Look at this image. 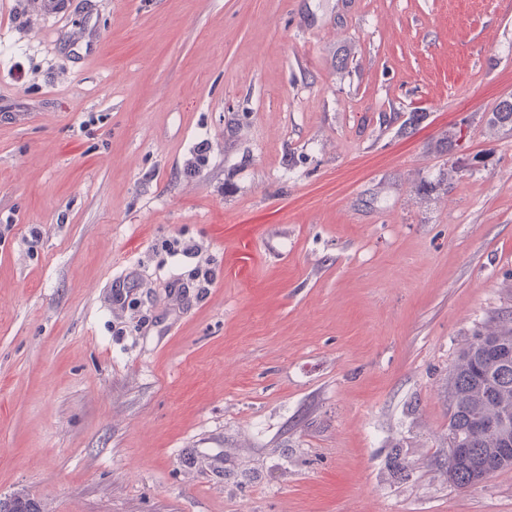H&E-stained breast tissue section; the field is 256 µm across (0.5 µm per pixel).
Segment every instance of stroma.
<instances>
[{"label":"stroma","mask_w":512,"mask_h":512,"mask_svg":"<svg viewBox=\"0 0 512 512\" xmlns=\"http://www.w3.org/2000/svg\"><path fill=\"white\" fill-rule=\"evenodd\" d=\"M509 95L512 0H0V498L512 512V469H446L448 376L512 320ZM171 237L217 274L178 313ZM139 280L137 269L130 270L122 281L112 285V311L120 310L123 313L134 315L140 306L137 297H134L133 290Z\"/></svg>","instance_id":"stroma-1"}]
</instances>
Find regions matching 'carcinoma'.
<instances>
[{"instance_id":"carcinoma-1","label":"carcinoma","mask_w":512,"mask_h":512,"mask_svg":"<svg viewBox=\"0 0 512 512\" xmlns=\"http://www.w3.org/2000/svg\"><path fill=\"white\" fill-rule=\"evenodd\" d=\"M495 129L512 130V97L499 101L489 119ZM448 432L463 445L448 458V483L466 489L483 482L478 471L486 458L498 459L497 470L512 468V450L503 452L500 434L475 432L480 420L507 421L512 427V327L486 330L460 353L448 381Z\"/></svg>"}]
</instances>
